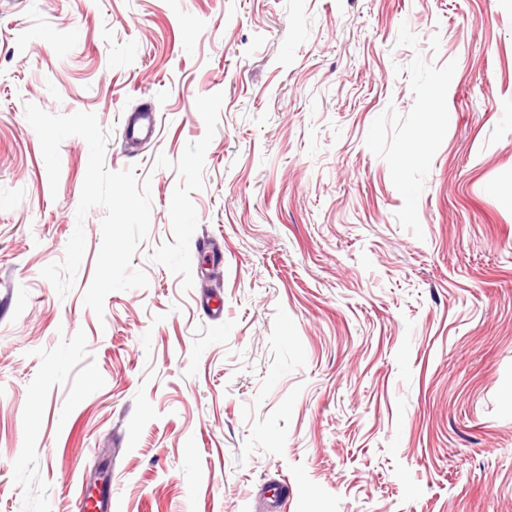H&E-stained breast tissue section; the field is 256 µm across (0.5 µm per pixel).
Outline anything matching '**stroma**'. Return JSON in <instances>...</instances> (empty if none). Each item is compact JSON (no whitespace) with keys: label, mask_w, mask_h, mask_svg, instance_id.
<instances>
[{"label":"stroma","mask_w":512,"mask_h":512,"mask_svg":"<svg viewBox=\"0 0 512 512\" xmlns=\"http://www.w3.org/2000/svg\"><path fill=\"white\" fill-rule=\"evenodd\" d=\"M29 103L151 181L103 316L88 145L50 187ZM103 472L113 512H512V0H0V512ZM154 112L152 106L146 105L128 118L123 128V139L133 143L154 139L156 135Z\"/></svg>","instance_id":"obj_1"}]
</instances>
